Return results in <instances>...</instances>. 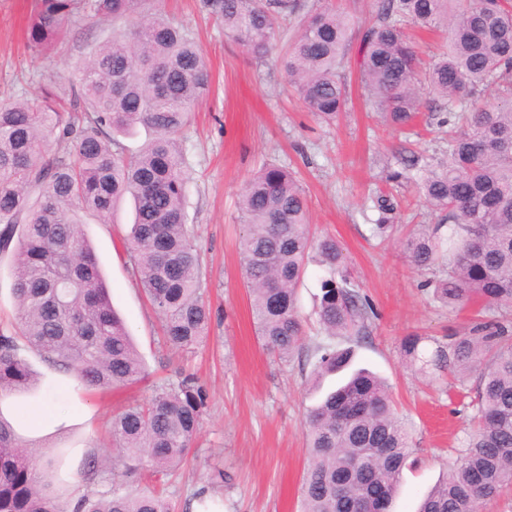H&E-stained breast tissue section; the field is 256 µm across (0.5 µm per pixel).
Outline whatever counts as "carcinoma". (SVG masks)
<instances>
[{"mask_svg":"<svg viewBox=\"0 0 512 512\" xmlns=\"http://www.w3.org/2000/svg\"><path fill=\"white\" fill-rule=\"evenodd\" d=\"M148 0H37L28 27L39 49L66 41L86 17L110 23L79 83L50 80L32 100L0 103V255L14 254L17 320L0 329V396L26 395L35 380L23 347L88 393L137 383L146 368L130 331L112 308L80 215L108 222L117 201L133 200L124 245L164 345L198 346L209 329L200 257L186 223L187 165L181 138L191 112L210 91L204 54L189 29L144 8ZM224 34L262 58L295 20L297 35L281 57L305 108L333 121L347 99L342 73L347 15L300 0H202ZM440 31L446 51L425 70L428 99L417 88L421 60L406 29ZM361 82L372 109L404 130L421 108L448 127L446 158L420 168L417 189L440 214L420 224L403 247L412 265L437 271L422 287L449 306L512 307V0H377L376 22L361 37ZM492 96L496 103L483 100ZM141 125L153 133L134 156L119 136ZM374 232L395 229L398 203L373 199ZM241 260L255 332L288 361L308 357L318 378L340 383L312 407L304 424L309 460L301 512H353L359 499L388 512L412 455L410 433L386 382L354 367L373 310L349 276L336 239L310 230L307 198L288 169L263 164L238 198ZM325 271L318 322L328 340L305 345L298 287L311 253ZM341 342H336V339ZM420 336L402 344L412 364L451 370L459 382L477 369L474 428L455 463L422 498L418 512H479L512 490V324L479 320L421 356ZM193 373L155 388L114 414L105 449L112 482L104 489L96 456L86 458L87 489L71 512H169L168 502L133 493L143 465L166 474L187 463L207 409ZM39 442L0 413V512H62L67 448L32 457Z\"/></svg>","mask_w":512,"mask_h":512,"instance_id":"obj_1","label":"carcinoma"}]
</instances>
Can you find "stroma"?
<instances>
[{"label":"stroma","instance_id":"35a3bbf8","mask_svg":"<svg viewBox=\"0 0 512 512\" xmlns=\"http://www.w3.org/2000/svg\"><path fill=\"white\" fill-rule=\"evenodd\" d=\"M353 19L345 49L348 101L334 124L307 112L279 65L284 50L276 43L264 58L224 34V26L200 12L199 0H159V8L188 27L202 50L212 87L199 103L184 133L183 149L192 172L188 186V222L201 256V280L212 310L207 338L192 352H175L161 337L160 321L132 270L124 247L133 213L123 204L109 223L83 216L110 288L112 303L124 318L147 368L145 380L130 387L86 395L76 381L44 364L26 359L41 382L38 395L20 397L6 413L26 417L29 436L48 447L68 449L70 473L63 508L85 490L88 455L109 447L114 410L150 394L153 386L176 379L177 370L196 373L208 393L203 428L193 445V465L167 475L145 472L141 487L164 497L174 512H186L187 500L211 476L223 471L225 483L210 488L224 512H299L300 487L307 462L303 432L306 412L322 389L314 388L310 365L280 361L263 349L251 318L243 281L238 195L262 163L294 170L308 201L316 234L336 237L348 257L351 275L374 315L368 336L357 348V362L388 381L400 413L412 427L415 466L404 469L392 512H416L424 492L451 465L466 440L472 414L470 391L453 377L409 364L401 350L410 335L423 338L424 353L434 343L468 325L476 312L468 305L451 310L421 288L423 275L408 262L402 247L416 224L438 217L425 204L413 179L391 181L400 170L403 150L441 158L442 144L418 119L411 133L384 123L366 101L360 78V40L375 21V0H328ZM36 0H0V102L35 99L42 82L75 83L79 66L101 37L104 23L87 20L82 34L35 51L25 29ZM392 194L399 202L391 240L378 241L372 199ZM323 275L310 263L299 287L306 342L326 335L316 322L315 307Z\"/></svg>","mask_w":512,"mask_h":512}]
</instances>
